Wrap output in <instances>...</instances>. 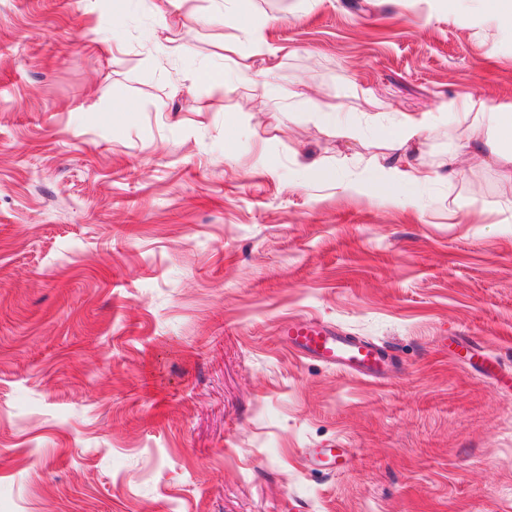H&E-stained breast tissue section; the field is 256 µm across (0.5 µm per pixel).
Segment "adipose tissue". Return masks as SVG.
Segmentation results:
<instances>
[{"label":"adipose tissue","mask_w":512,"mask_h":512,"mask_svg":"<svg viewBox=\"0 0 512 512\" xmlns=\"http://www.w3.org/2000/svg\"><path fill=\"white\" fill-rule=\"evenodd\" d=\"M445 110L459 130L464 148L476 149L494 162L512 160V137L502 135L503 130H512V114L492 112L482 120L470 109L459 108L452 102ZM430 122L427 115L417 118L404 114L384 129L389 146L378 163L380 175L376 188L381 195L395 200L400 197L402 186L427 180L426 171L414 161L413 155Z\"/></svg>","instance_id":"ef3b65f1"}]
</instances>
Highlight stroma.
I'll use <instances>...</instances> for the list:
<instances>
[{
    "mask_svg": "<svg viewBox=\"0 0 512 512\" xmlns=\"http://www.w3.org/2000/svg\"><path fill=\"white\" fill-rule=\"evenodd\" d=\"M451 101L512 113L495 0H0V512H512V163ZM403 112L458 174L382 200ZM441 112L451 116L457 130L460 131L462 146L467 149H476L483 153L490 161L512 160V114L506 112H476L471 109H460L455 103L448 102ZM488 113L487 122L489 130L485 139H480L479 116ZM509 129L511 136L504 138L499 131ZM277 334L291 350L333 368L376 377L385 363V353L375 343L341 336L313 319L285 320ZM353 462V455L348 448H326L318 458V465L329 473L347 471Z\"/></svg>",
    "mask_w": 512,
    "mask_h": 512,
    "instance_id": "obj_1",
    "label": "stroma"
}]
</instances>
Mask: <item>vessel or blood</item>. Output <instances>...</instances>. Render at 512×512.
<instances>
[{
    "label": "vessel or blood",
    "mask_w": 512,
    "mask_h": 512,
    "mask_svg": "<svg viewBox=\"0 0 512 512\" xmlns=\"http://www.w3.org/2000/svg\"><path fill=\"white\" fill-rule=\"evenodd\" d=\"M280 340L291 350L316 361L364 376H376L385 363V353L375 343L341 336L323 322L313 319L285 320L279 323ZM353 462L350 449H324L318 465L331 473L347 471Z\"/></svg>",
    "instance_id": "vessel-or-blood-1"
}]
</instances>
